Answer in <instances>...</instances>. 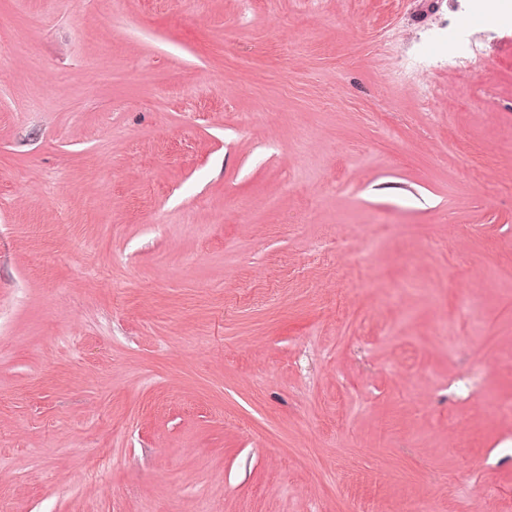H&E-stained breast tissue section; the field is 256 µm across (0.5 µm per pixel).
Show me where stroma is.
<instances>
[{
    "instance_id": "1",
    "label": "stroma",
    "mask_w": 512,
    "mask_h": 512,
    "mask_svg": "<svg viewBox=\"0 0 512 512\" xmlns=\"http://www.w3.org/2000/svg\"><path fill=\"white\" fill-rule=\"evenodd\" d=\"M478 494L512 512V21L0 0V512Z\"/></svg>"
}]
</instances>
